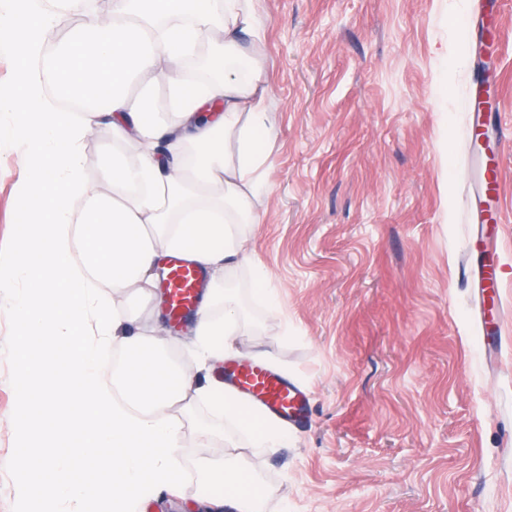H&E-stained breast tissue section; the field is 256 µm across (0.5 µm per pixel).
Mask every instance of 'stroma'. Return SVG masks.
Masks as SVG:
<instances>
[{"mask_svg": "<svg viewBox=\"0 0 512 512\" xmlns=\"http://www.w3.org/2000/svg\"><path fill=\"white\" fill-rule=\"evenodd\" d=\"M482 20L483 0H255L271 74L263 224L242 225L270 273L269 317L248 269L233 267L246 314L234 354L308 388V418L288 443L247 458L272 494L265 512H512V142L492 137L501 192L476 201L459 100L478 64L497 77L491 110L512 131V0ZM483 24V53L463 23ZM98 127L83 175L112 186L100 159L125 152ZM27 170L0 142V262L16 249V188ZM507 219L485 223L484 208ZM497 238L501 298L474 281L478 235ZM20 316L0 291V512H19L14 464ZM181 448L183 478L142 512H231L202 462L224 443L198 424Z\"/></svg>", "mask_w": 512, "mask_h": 512, "instance_id": "1", "label": "stroma"}]
</instances>
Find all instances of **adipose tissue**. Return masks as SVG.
I'll return each instance as SVG.
<instances>
[{
  "instance_id": "obj_1",
  "label": "adipose tissue",
  "mask_w": 512,
  "mask_h": 512,
  "mask_svg": "<svg viewBox=\"0 0 512 512\" xmlns=\"http://www.w3.org/2000/svg\"><path fill=\"white\" fill-rule=\"evenodd\" d=\"M53 18L46 0H0V45L16 59L14 90L0 96V112H20L5 136L24 144L30 171L17 190L26 217L19 245L0 265V288L12 289L21 315L17 462L25 479L18 496L43 512H134L181 478L183 419L198 401L245 434L251 449L288 440L287 427L254 416L233 392L199 383L194 366L172 363L169 337L127 333L131 317L115 302L130 290L150 305L161 256L184 249L213 274L248 265L260 300L278 316L268 272L239 230L262 222L270 75L254 0H113L111 16L87 23L57 48L62 94L104 102L102 111L77 117L58 111L32 72ZM205 40L216 49L213 74L187 81L176 68ZM147 77L164 88L165 111L149 96L130 95L132 80ZM208 102L223 112L201 113ZM98 124L135 144L129 156L103 157L108 195L82 176L79 148ZM101 280L110 293L100 292ZM240 323L235 289L213 281L190 351L222 362ZM114 349L124 361L110 372L108 392L102 377ZM35 422L49 445L34 463L27 448ZM235 447L225 438L226 465L210 469L207 479L223 484L234 512H256L255 487ZM92 452L111 458V472H92Z\"/></svg>"
}]
</instances>
